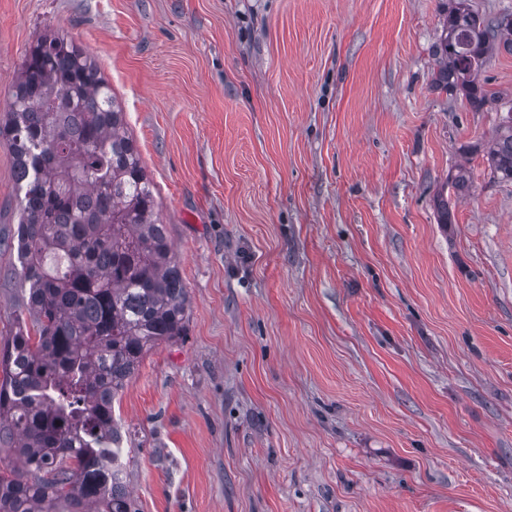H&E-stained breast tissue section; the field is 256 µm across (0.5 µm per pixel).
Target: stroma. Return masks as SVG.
<instances>
[{"mask_svg": "<svg viewBox=\"0 0 512 512\" xmlns=\"http://www.w3.org/2000/svg\"><path fill=\"white\" fill-rule=\"evenodd\" d=\"M447 8L0 0V109L45 29L94 56L188 289L114 405L140 512H512V181L460 152L502 111L432 83ZM21 197L0 139L1 236Z\"/></svg>", "mask_w": 512, "mask_h": 512, "instance_id": "35a3bbf8", "label": "stroma"}]
</instances>
